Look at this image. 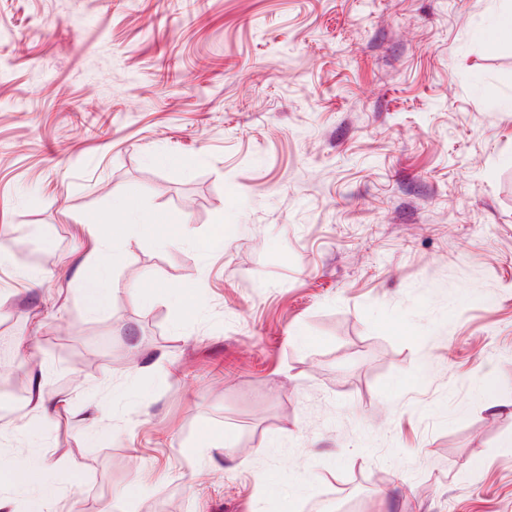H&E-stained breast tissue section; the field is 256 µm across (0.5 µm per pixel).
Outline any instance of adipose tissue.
<instances>
[{"label":"adipose tissue","instance_id":"adipose-tissue-1","mask_svg":"<svg viewBox=\"0 0 512 512\" xmlns=\"http://www.w3.org/2000/svg\"><path fill=\"white\" fill-rule=\"evenodd\" d=\"M116 214L124 219L117 230L112 227V217ZM157 222L154 213L133 206L123 197L116 199L112 213H98L87 219L85 229L99 243L98 248L86 256L85 271L78 280L87 315L94 316L106 310L114 292L120 288L113 275L115 256L108 250V243L117 238L122 245H132L143 236L153 234Z\"/></svg>","mask_w":512,"mask_h":512}]
</instances>
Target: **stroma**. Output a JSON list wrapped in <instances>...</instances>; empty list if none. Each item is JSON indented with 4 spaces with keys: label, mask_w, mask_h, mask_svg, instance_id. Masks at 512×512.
I'll return each mask as SVG.
<instances>
[{
    "label": "stroma",
    "mask_w": 512,
    "mask_h": 512,
    "mask_svg": "<svg viewBox=\"0 0 512 512\" xmlns=\"http://www.w3.org/2000/svg\"><path fill=\"white\" fill-rule=\"evenodd\" d=\"M502 7L0 0L18 512H512V44L474 35ZM120 195L158 236L90 317L83 224ZM27 414L36 419H50L51 415L65 410L67 405L62 401L50 398L44 390L41 379H38L30 393L27 404Z\"/></svg>",
    "instance_id": "1"
}]
</instances>
